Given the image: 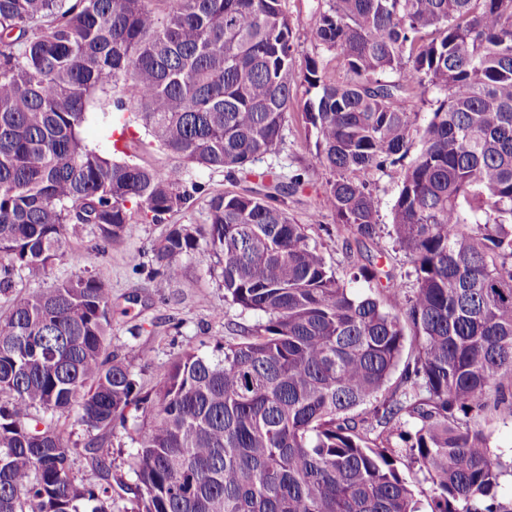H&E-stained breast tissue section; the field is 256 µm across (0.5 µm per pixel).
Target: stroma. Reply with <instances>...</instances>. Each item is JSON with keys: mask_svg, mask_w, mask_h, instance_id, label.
Instances as JSON below:
<instances>
[{"mask_svg": "<svg viewBox=\"0 0 512 512\" xmlns=\"http://www.w3.org/2000/svg\"><path fill=\"white\" fill-rule=\"evenodd\" d=\"M254 166L285 175L303 174L304 184L288 198V211L298 223L307 225L309 237L320 245L328 265L342 278H350L351 262L343 237L336 234V218L320 207L331 175L317 162L314 139L306 135L300 112H292L280 149L260 157ZM402 172V166L396 165L366 175L380 202L381 227L379 236L367 242L366 247L373 253L387 251L398 280L409 286L413 283L412 264L387 232ZM193 177L205 184L206 191L195 195L188 209L161 224L132 219L123 238L105 252H92L90 226H76L45 280L50 286L75 274L88 275L97 268L106 269L112 288L110 348L117 354L131 346L143 350L145 359L137 365L136 373L146 391L154 385L157 370L180 357L187 346L211 352L216 343L228 336L231 324L252 326L261 320L259 314L241 312L225 302L220 279L217 273L209 271L202 255L183 257L182 274L175 280L153 275L148 267L154 246L167 233L170 224L205 223L210 195L247 187L243 181L230 183L220 171L197 170Z\"/></svg>", "mask_w": 512, "mask_h": 512, "instance_id": "stroma-1", "label": "stroma"}]
</instances>
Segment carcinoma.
Returning <instances> with one entry per match:
<instances>
[{
    "instance_id": "carcinoma-1",
    "label": "carcinoma",
    "mask_w": 512,
    "mask_h": 512,
    "mask_svg": "<svg viewBox=\"0 0 512 512\" xmlns=\"http://www.w3.org/2000/svg\"><path fill=\"white\" fill-rule=\"evenodd\" d=\"M295 28L283 0H0V292L44 279L72 224L106 249L135 215L187 209L192 167L263 186L211 196L154 258L168 280L186 255L215 260L225 301L263 321L187 348L147 392L141 351H108L104 271L0 316V512H417L401 448L431 512H512L480 426L512 414V0H328L304 37L344 79L320 55L297 75ZM301 93L334 176L321 207L358 243L380 230L358 173L419 143L389 230L413 288L359 251L353 291L288 214L303 175L253 174ZM116 132L173 164L129 158ZM72 412L91 481L60 429ZM129 423L128 480L112 436ZM400 467L413 485L416 498L420 503L419 512H430L428 503L432 493L431 484L426 479V473L419 469V465L417 463H411L410 459L405 456V452H403V456L401 457Z\"/></svg>"
}]
</instances>
